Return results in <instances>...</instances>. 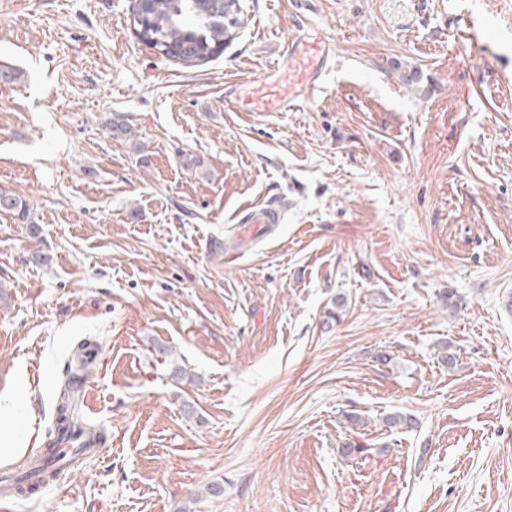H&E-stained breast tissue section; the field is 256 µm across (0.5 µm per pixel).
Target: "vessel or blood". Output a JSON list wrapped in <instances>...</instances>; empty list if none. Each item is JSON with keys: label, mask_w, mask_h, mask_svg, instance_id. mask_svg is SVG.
<instances>
[{"label": "vessel or blood", "mask_w": 512, "mask_h": 512, "mask_svg": "<svg viewBox=\"0 0 512 512\" xmlns=\"http://www.w3.org/2000/svg\"><path fill=\"white\" fill-rule=\"evenodd\" d=\"M331 58V43L322 33L315 31L298 36L273 66L271 77L240 99L239 111H288L316 86ZM244 212L249 224H277L282 220L280 210L271 202L246 205ZM100 446L97 435L89 429L66 427L56 434L46 454L56 464L65 465L95 453Z\"/></svg>", "instance_id": "b4317fda"}]
</instances>
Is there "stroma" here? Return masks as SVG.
<instances>
[{
	"label": "stroma",
	"instance_id": "35a3bbf8",
	"mask_svg": "<svg viewBox=\"0 0 512 512\" xmlns=\"http://www.w3.org/2000/svg\"><path fill=\"white\" fill-rule=\"evenodd\" d=\"M131 6L0 0V189L35 218L0 215V469L85 339L109 434L11 512H512V0H241L197 66ZM312 30L309 98L237 111ZM266 202L283 221L242 239Z\"/></svg>",
	"mask_w": 512,
	"mask_h": 512
}]
</instances>
